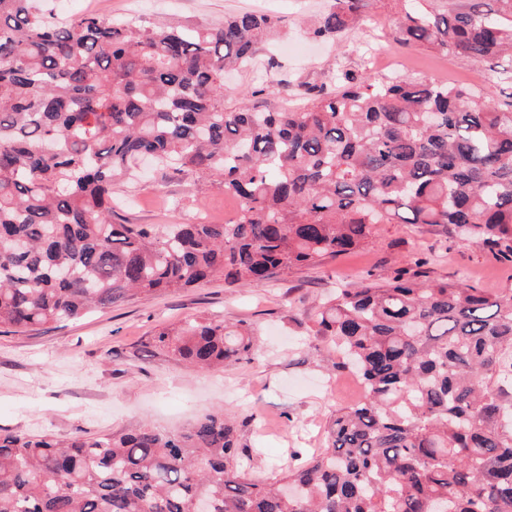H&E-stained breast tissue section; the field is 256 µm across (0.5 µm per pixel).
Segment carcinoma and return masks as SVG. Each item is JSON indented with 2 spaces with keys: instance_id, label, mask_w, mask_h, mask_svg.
Wrapping results in <instances>:
<instances>
[{
  "instance_id": "cac0c4a2",
  "label": "carcinoma",
  "mask_w": 512,
  "mask_h": 512,
  "mask_svg": "<svg viewBox=\"0 0 512 512\" xmlns=\"http://www.w3.org/2000/svg\"><path fill=\"white\" fill-rule=\"evenodd\" d=\"M392 38L488 63L512 84V0H408ZM369 0H330L335 40ZM285 33L218 25L59 22L0 0V326L33 331L138 294L214 278L242 287L363 246L379 224H446L512 262V102L411 76L334 70L299 107L224 105V75ZM190 172L239 202L224 224H116L137 165ZM311 332L363 396L326 445L272 478L222 410L171 434L66 442L0 431V512H512V295L463 274L399 271L340 288ZM253 329L194 318L153 344L204 371L253 360Z\"/></svg>"
}]
</instances>
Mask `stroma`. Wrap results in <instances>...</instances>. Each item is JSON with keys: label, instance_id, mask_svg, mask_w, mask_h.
<instances>
[{"label": "stroma", "instance_id": "1", "mask_svg": "<svg viewBox=\"0 0 512 512\" xmlns=\"http://www.w3.org/2000/svg\"><path fill=\"white\" fill-rule=\"evenodd\" d=\"M327 0H112V16L134 24H217L225 15L264 11L288 24L290 34L263 47L254 67L230 75L225 99L237 107L241 93L252 105L277 110L292 93L276 88L280 73L321 84L328 68L342 62L360 69L374 30L395 28L399 0H370L368 21L336 42L308 39L306 32ZM417 78L451 82L499 103L512 98L498 74L461 55L445 57L391 43ZM276 67H268V60ZM115 221L127 224H220L234 207L221 189L147 166L137 181L114 187ZM424 266H416V259ZM419 268L428 280H451L467 272L488 294H512V263L431 224H381L359 251L243 288L214 281L162 296H139L76 320L29 333L0 329V429L60 438L93 436L149 424L178 432L198 418L226 409L241 445L250 448L256 471L280 472L292 452L315 453L324 445L327 413L355 403L358 379L336 371L325 342L311 335V318L325 296L367 275H393ZM192 317L255 330V359L219 372L201 371L156 348L153 337Z\"/></svg>", "mask_w": 512, "mask_h": 512}]
</instances>
